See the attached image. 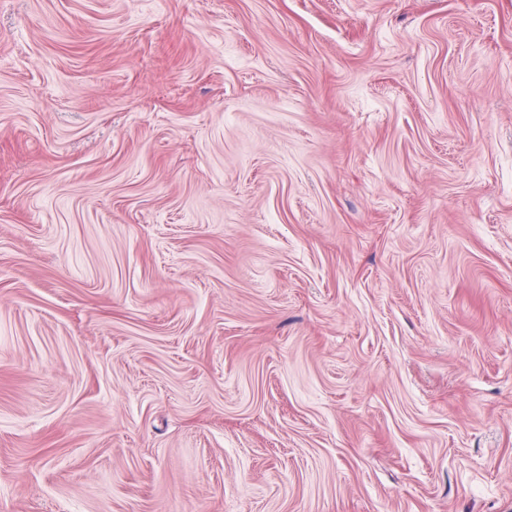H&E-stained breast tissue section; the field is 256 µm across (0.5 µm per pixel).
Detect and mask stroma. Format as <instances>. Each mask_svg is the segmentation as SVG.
I'll return each instance as SVG.
<instances>
[{"instance_id":"stroma-1","label":"stroma","mask_w":512,"mask_h":512,"mask_svg":"<svg viewBox=\"0 0 512 512\" xmlns=\"http://www.w3.org/2000/svg\"><path fill=\"white\" fill-rule=\"evenodd\" d=\"M0 512H512V0H0Z\"/></svg>"}]
</instances>
